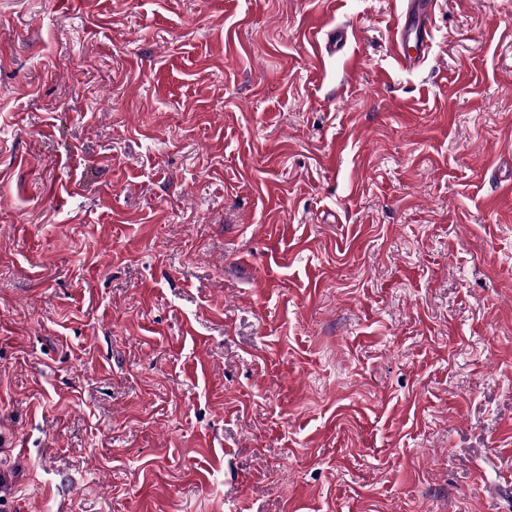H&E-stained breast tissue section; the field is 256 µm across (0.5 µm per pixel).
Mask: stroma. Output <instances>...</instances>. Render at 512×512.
Masks as SVG:
<instances>
[{"label": "stroma", "instance_id": "1", "mask_svg": "<svg viewBox=\"0 0 512 512\" xmlns=\"http://www.w3.org/2000/svg\"><path fill=\"white\" fill-rule=\"evenodd\" d=\"M435 2L0 0V512H512V0ZM412 14V7L408 4L405 17L399 16L396 21L392 36V53L395 60L403 67H411L417 62L418 57L411 56L406 45L411 40L413 33L417 36L418 29L414 31L412 21L408 16ZM323 27L320 28V31L316 32V37H314V51L315 55L320 58H325V56H332L336 51L341 50L347 41V33L344 30H331L328 34L327 40L322 41L317 37L321 32Z\"/></svg>", "mask_w": 512, "mask_h": 512}]
</instances>
